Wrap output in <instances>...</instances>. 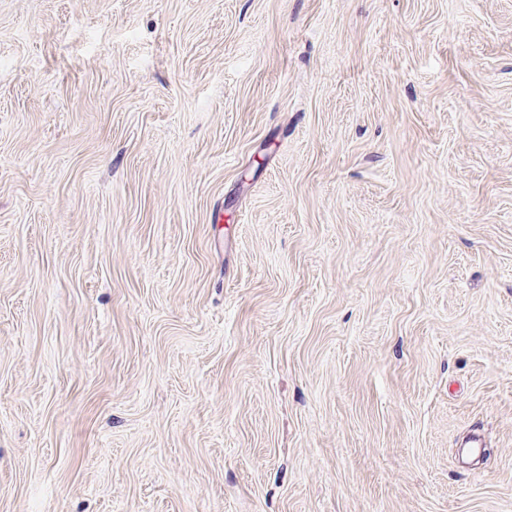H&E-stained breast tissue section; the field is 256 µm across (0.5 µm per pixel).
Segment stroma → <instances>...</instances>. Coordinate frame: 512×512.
Returning <instances> with one entry per match:
<instances>
[{
	"mask_svg": "<svg viewBox=\"0 0 512 512\" xmlns=\"http://www.w3.org/2000/svg\"><path fill=\"white\" fill-rule=\"evenodd\" d=\"M0 512H512V0H0Z\"/></svg>",
	"mask_w": 512,
	"mask_h": 512,
	"instance_id": "1",
	"label": "stroma"
}]
</instances>
